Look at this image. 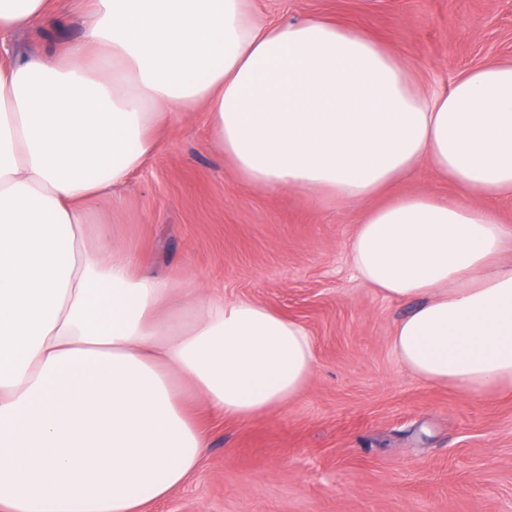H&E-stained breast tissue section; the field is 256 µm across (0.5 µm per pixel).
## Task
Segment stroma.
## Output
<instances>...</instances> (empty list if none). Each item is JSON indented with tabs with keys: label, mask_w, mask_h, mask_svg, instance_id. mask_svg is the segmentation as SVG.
<instances>
[{
	"label": "stroma",
	"mask_w": 512,
	"mask_h": 512,
	"mask_svg": "<svg viewBox=\"0 0 512 512\" xmlns=\"http://www.w3.org/2000/svg\"><path fill=\"white\" fill-rule=\"evenodd\" d=\"M14 35L22 58L84 36L82 0ZM288 22L328 16L381 39L427 91L467 69L512 62V0H255ZM103 230L150 270L195 276L302 323L316 366L295 400L248 423L205 417L194 473L151 512H512V395L475 397L412 376L390 346L415 303L370 287L349 245L367 205L243 185L204 109L158 130ZM464 201L430 167L398 187Z\"/></svg>",
	"instance_id": "35a3bbf8"
}]
</instances>
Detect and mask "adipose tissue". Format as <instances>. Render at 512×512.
<instances>
[{
    "mask_svg": "<svg viewBox=\"0 0 512 512\" xmlns=\"http://www.w3.org/2000/svg\"><path fill=\"white\" fill-rule=\"evenodd\" d=\"M0 0V35L49 12ZM85 34L0 57V512H150L207 446L199 414L247 423L299 397L306 328L194 278L151 274L92 233L154 154V124L205 106L238 179L363 203L360 276L416 300L391 336L414 376L512 393V63L422 91L368 34L254 0H85ZM459 203L395 187L422 163Z\"/></svg>",
    "mask_w": 512,
    "mask_h": 512,
    "instance_id": "obj_1",
    "label": "adipose tissue"
}]
</instances>
